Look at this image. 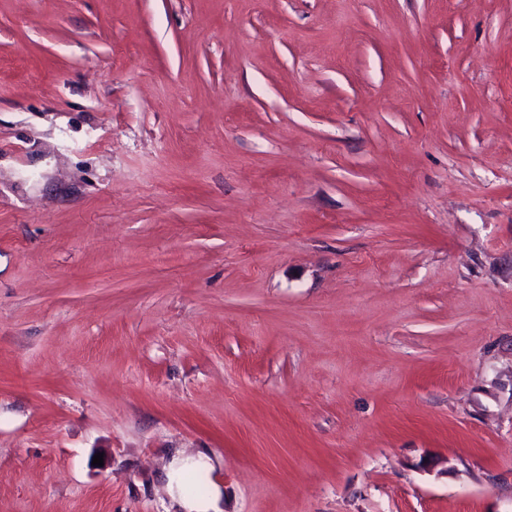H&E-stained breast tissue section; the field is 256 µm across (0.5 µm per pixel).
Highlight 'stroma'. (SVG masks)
I'll return each mask as SVG.
<instances>
[{
	"instance_id": "stroma-1",
	"label": "stroma",
	"mask_w": 512,
	"mask_h": 512,
	"mask_svg": "<svg viewBox=\"0 0 512 512\" xmlns=\"http://www.w3.org/2000/svg\"><path fill=\"white\" fill-rule=\"evenodd\" d=\"M198 455L512 512V0H0V512Z\"/></svg>"
}]
</instances>
